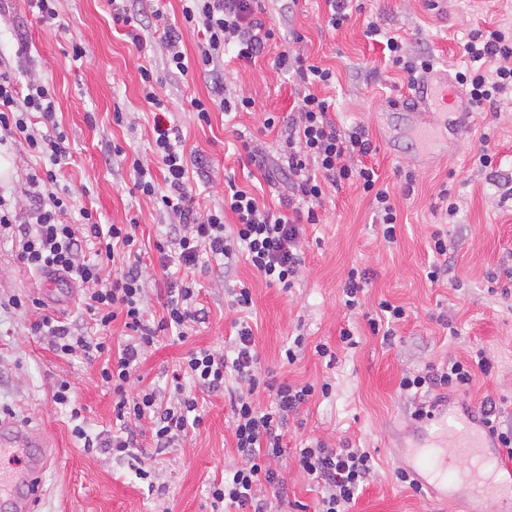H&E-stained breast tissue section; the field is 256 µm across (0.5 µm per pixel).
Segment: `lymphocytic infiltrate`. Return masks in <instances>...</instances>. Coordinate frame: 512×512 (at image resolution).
Wrapping results in <instances>:
<instances>
[{
  "label": "lymphocytic infiltrate",
  "instance_id": "lymphocytic-infiltrate-1",
  "mask_svg": "<svg viewBox=\"0 0 512 512\" xmlns=\"http://www.w3.org/2000/svg\"><path fill=\"white\" fill-rule=\"evenodd\" d=\"M182 17L188 27H201L207 39L198 47L197 68L206 76L216 75L226 51L237 60L252 63L275 36L272 27L257 16L254 0H183ZM365 35L382 39L393 65L406 72L409 81L432 67V57L423 52L409 55L398 38L385 34L376 22H368ZM301 36L289 38L288 45L274 59L277 70L299 78L304 91L294 111L286 119L288 148L286 165H267L242 137L247 157L263 171L266 179L281 185V210L261 204L249 191L227 178L222 207L194 210L187 161L178 143L179 133L169 124L168 102L157 92V82L148 68H141L143 97L155 110L153 152L162 165L154 176L149 163L133 159L134 186L142 195L157 199L177 222L169 241L156 242L159 273L165 288L161 294L162 314L150 317L147 311V277L133 225L101 227L92 210L79 211L78 224L67 222L72 192L60 186L58 177L67 152L64 134L40 135L32 127V113L51 119L55 112L54 90L49 83L33 80L26 94H19L9 74L0 72V130L24 139L30 152L47 160L43 173L33 174L32 185L46 184V197L38 199L27 221H19L16 210L0 197V232L17 230V259L29 271L46 270L75 277L82 287L84 310L95 331L73 335L54 317L43 313L40 299L14 296L13 308L39 309L30 325L32 335L47 337L56 355L80 353L101 358L100 378L112 391L115 431L93 439L86 429L83 409L78 406L75 388L68 380H58L52 400L68 410L72 433L84 449L121 457L137 443L138 431L148 427L157 451L175 448L203 423L199 396L228 393L233 415L232 433L239 461L224 479L206 487L211 512H273L266 488L277 497L287 494L272 466L283 451L289 416L297 414L314 395L330 397V382L321 385L274 382L261 368L251 325L236 321V334L223 351L208 347L190 349L173 371L170 386L162 390L143 385L140 366L159 337L176 335L185 341L195 323L203 319L199 291L185 277L197 268L203 256L222 258L225 272H232L239 257H246L265 282L282 289L293 287L302 266L300 222L316 223L327 188L356 183L370 196L386 243L397 241L398 213L392 195L379 182L374 166L366 157L377 152L365 126L344 127L330 115L327 98L315 93V86L330 85L334 74L309 63L301 46ZM472 67L458 74L457 81L468 90L475 111L497 108L502 96L512 91V32L500 29L470 30L464 45ZM234 224H226V215ZM122 322L125 339L113 344L109 330ZM494 365L485 350H476L470 359L449 360L438 367L403 376L399 387L432 395L438 391H458L470 385L475 374H491ZM236 390H228L227 380ZM270 403L261 406L260 393ZM298 465L322 488L319 512H350L374 469L370 452L362 448H330L324 444L300 449Z\"/></svg>",
  "mask_w": 512,
  "mask_h": 512
}]
</instances>
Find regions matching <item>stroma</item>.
Listing matches in <instances>:
<instances>
[{"mask_svg":"<svg viewBox=\"0 0 512 512\" xmlns=\"http://www.w3.org/2000/svg\"><path fill=\"white\" fill-rule=\"evenodd\" d=\"M135 12L148 19L137 49L127 26L113 23L109 0H58L64 25L40 24L29 0H0V69L19 84L35 77L55 91L56 111L39 120L45 134L60 128L67 136L69 163L60 181L76 193L79 205L92 208L100 224L136 223L143 261L156 262L154 244L173 218L156 200L134 186L132 158L154 161L153 109L142 96L140 70L149 68L160 79L159 93L168 100L169 120L178 130L188 161L194 202L200 209L224 203V179L249 187L271 207H278L280 186L240 155L238 133L251 137L256 151L281 159L280 130L263 128L266 114L285 115L296 100L295 82L273 65L289 34L299 33L309 62L332 69L336 81L318 93L336 106L345 124L360 123L378 147L371 160L381 181L393 192L398 208L394 247L385 246L375 225L370 199L356 184L328 194L314 224L301 223L304 268L294 288L266 285L246 261L225 274L223 261L209 260L195 271L200 299L207 310L182 343L161 338L147 354L142 372L146 382L164 385L165 374L192 348L223 349L234 335L237 317L227 296L230 281L250 286L254 306L248 315L262 366L276 381L318 384L330 379V397H314L301 414L288 422L285 452L274 466L288 488L283 512H316L319 492L298 467L297 451L314 440L336 448L342 443L369 451L374 472L350 512H512V499L474 498L469 482L455 481L453 500L415 493L397 482V469L409 468L399 444L414 425L412 414L421 399L401 391L403 375L448 359H467L473 348H484L494 362L491 375L476 374L470 386L456 392L457 402L479 409L485 397L496 400L506 421L512 422V98L497 111L478 112L470 131L456 132L457 114L433 122L435 140L423 147L414 123L393 110L392 101H406V73L385 63L382 46L365 35L368 21L399 37L408 52L427 51L434 66L456 73L470 64L463 50L469 29L512 30V0H348L349 17L339 30L325 22L324 0H263L267 23L280 31L262 57L246 64L224 58V85L195 69L197 47L205 36L182 24L180 0H164V14L154 19L150 0H131ZM181 29V50L192 67L174 77L165 70L157 46L166 26ZM86 53L73 59V44ZM254 98L252 111L234 116L212 108L208 121H199L191 98L216 99L218 91ZM122 120H115V113ZM493 128L487 144L493 171L473 169L472 155L484 145L481 136ZM123 156H115L114 147ZM43 161L32 157L24 140L7 138L0 145V195L16 209H26L34 188L32 174ZM416 179L415 192L404 196L405 172ZM454 186L461 206L457 223L448 225V259L462 287L430 284L426 271L433 261L430 235L440 222L433 210L435 193L443 183ZM369 277L368 302L386 300L406 308L408 317L390 342L372 335L365 320L342 304V285L351 267ZM30 295L45 302L72 332L84 333L88 318L79 306L80 292L70 278L47 285L41 274L29 272L16 258V247L0 238V407L24 421L54 444L57 461L44 476L45 493L38 512H211L205 494L209 480L221 478L237 461L228 401L204 400L203 423L181 447L156 453L149 438H139L128 457L116 461L97 450H85L71 434L67 411L51 399V387L61 378L73 382L92 433L110 430L112 393L99 377V361L61 358L48 343L33 339L29 327L36 314L17 310L9 300ZM448 317L458 329L450 335L438 324ZM351 329L355 346L342 345V329ZM303 336L300 360L288 364L289 341ZM335 348L337 362L326 368L314 347ZM164 475V491L149 490L137 477L142 466Z\"/></svg>","mask_w":512,"mask_h":512,"instance_id":"35a3bbf8","label":"stroma"}]
</instances>
